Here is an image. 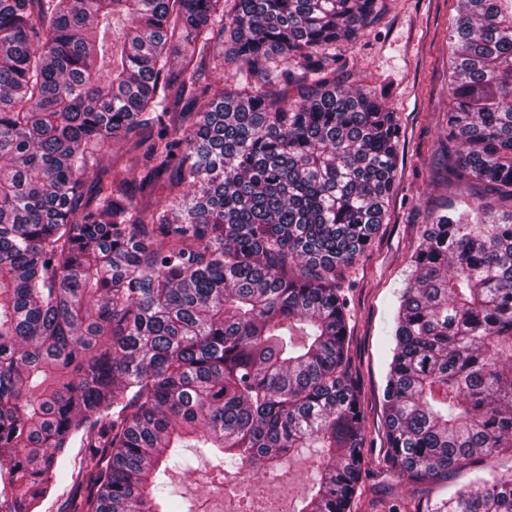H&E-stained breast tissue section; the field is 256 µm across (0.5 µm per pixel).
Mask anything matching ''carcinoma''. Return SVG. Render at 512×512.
<instances>
[{"instance_id":"carcinoma-1","label":"carcinoma","mask_w":512,"mask_h":512,"mask_svg":"<svg viewBox=\"0 0 512 512\" xmlns=\"http://www.w3.org/2000/svg\"><path fill=\"white\" fill-rule=\"evenodd\" d=\"M375 9L0 0V512H34L73 443L66 512H193L169 482L186 448L220 487L314 448L297 512H360L336 278L385 223L400 128L324 49ZM226 39L241 66L216 87ZM448 48V180L473 203L410 255L383 389L382 463L414 483L512 451V0H458ZM433 512H512V479Z\"/></svg>"}]
</instances>
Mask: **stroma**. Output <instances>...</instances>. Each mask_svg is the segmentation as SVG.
<instances>
[{
	"label": "stroma",
	"mask_w": 512,
	"mask_h": 512,
	"mask_svg": "<svg viewBox=\"0 0 512 512\" xmlns=\"http://www.w3.org/2000/svg\"><path fill=\"white\" fill-rule=\"evenodd\" d=\"M457 0H379L356 41H337L336 82L375 94L401 127L397 176L387 218L370 252L350 270L343 288L351 299L352 376L364 405L372 455L382 453V392L387 372L390 308L405 288L409 257L427 219L447 203L464 206L466 190L448 183V31ZM512 477V456L483 459L447 478L413 483L391 474L367 481L362 502L384 512L396 499L415 495L424 512L456 488L480 478Z\"/></svg>",
	"instance_id": "35a3bbf8"
}]
</instances>
